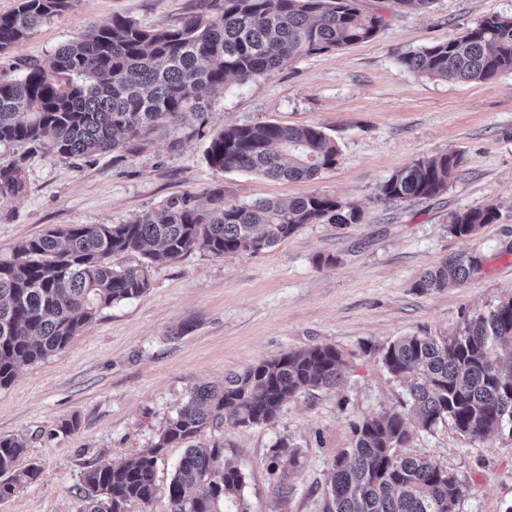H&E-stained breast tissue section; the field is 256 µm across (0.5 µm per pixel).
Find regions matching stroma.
Here are the masks:
<instances>
[{"mask_svg": "<svg viewBox=\"0 0 512 512\" xmlns=\"http://www.w3.org/2000/svg\"><path fill=\"white\" fill-rule=\"evenodd\" d=\"M205 0H73L0 55V81L45 61L83 31L121 14L147 29L178 25ZM512 16V0H434L429 10L391 8L369 41L299 58L245 83H229L204 112L160 128L132 150L59 160L46 148L0 146V258L21 241L70 224H123L174 198L207 204L223 189L239 203L311 194L349 202L359 223L306 224L258 254L214 256L197 249L151 270L140 297L102 309L60 353L23 367L0 389V436L25 441L18 468L42 474L0 512H78L85 471L128 461L202 385H219L288 350L335 346L347 358L336 389L298 392L276 419L252 428L207 429L246 477L251 512H326L327 469L351 439V420L400 408L406 385L379 353L411 334L450 336L467 317L512 293V71L483 82H451L405 68L406 53L448 40L483 18ZM312 125L332 137L337 162L312 179L276 180L211 169V134L229 125ZM458 153L447 189L426 199L382 200L380 185L412 160ZM496 204L499 218L466 238L448 231L457 210ZM477 257L466 284L425 293L413 283L452 254ZM300 453L288 505L273 493L271 448ZM407 450L427 455L468 488L459 512L512 507V435L489 441L451 424L415 432ZM184 450L167 448L157 491L128 512H169L168 484Z\"/></svg>", "mask_w": 512, "mask_h": 512, "instance_id": "1", "label": "stroma"}]
</instances>
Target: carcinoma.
Instances as JSON below:
<instances>
[{
  "label": "carcinoma",
  "mask_w": 512,
  "mask_h": 512,
  "mask_svg": "<svg viewBox=\"0 0 512 512\" xmlns=\"http://www.w3.org/2000/svg\"><path fill=\"white\" fill-rule=\"evenodd\" d=\"M69 6L70 0H17L13 11L0 15V54ZM384 25L383 14L364 9L363 0H218L156 30L114 15L31 65L21 79L0 83V146L45 142L63 160L109 153L186 112L203 111L204 94L224 92L230 79L246 82L300 57L369 41ZM401 64L448 81L491 79L512 70V17H487ZM337 154L319 127L267 122L214 133L205 160L216 171L301 180L333 168ZM458 165L450 153L414 160L382 183L380 198L436 196ZM498 216L491 203L455 211L448 231L467 237ZM359 220L357 208L326 195L245 204L216 189L206 208L172 199L125 224H71L24 240L11 258L0 260V388L22 367L66 348L99 309L146 292L158 262H176L196 249L217 257L253 254L304 224ZM121 253L141 260L117 270L111 258ZM477 266L473 256L451 255L424 270L413 287L455 288ZM500 346L512 347V296L467 318L452 336L413 334L390 344L380 360L392 377H412L410 411L390 409L350 423V445L336 450L328 468L327 512H457L467 493L457 476L430 457L399 449L413 431H430L445 420L471 439L512 432V361L496 354ZM345 364L336 347L317 345L230 373L220 387L196 389L153 448L84 473L80 512H128L132 503H149L156 461L172 445L186 450L168 485L170 512H249L245 476L224 443L189 440L221 424H268L292 394L336 388ZM25 452L22 440L0 436V501L41 476L35 466L16 469ZM299 465V450L289 441L270 449L268 467L277 473L275 494L283 503Z\"/></svg>",
  "instance_id": "carcinoma-1"
}]
</instances>
